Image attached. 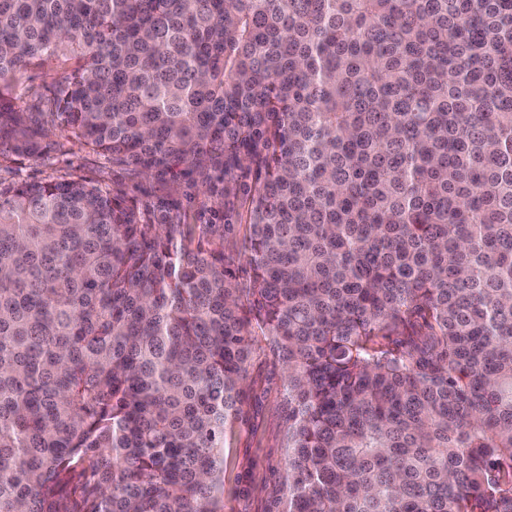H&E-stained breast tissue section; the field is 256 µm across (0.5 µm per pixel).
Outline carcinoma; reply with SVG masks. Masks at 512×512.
<instances>
[{
    "label": "carcinoma",
    "instance_id": "1",
    "mask_svg": "<svg viewBox=\"0 0 512 512\" xmlns=\"http://www.w3.org/2000/svg\"><path fill=\"white\" fill-rule=\"evenodd\" d=\"M45 56L83 148L224 165L252 275L219 224L0 186V512H224L260 336L281 512H512V0H0L23 155ZM78 63L74 59L52 57L33 61L17 74L19 95L15 100L21 112H49L53 107L55 79L74 72Z\"/></svg>",
    "mask_w": 512,
    "mask_h": 512
}]
</instances>
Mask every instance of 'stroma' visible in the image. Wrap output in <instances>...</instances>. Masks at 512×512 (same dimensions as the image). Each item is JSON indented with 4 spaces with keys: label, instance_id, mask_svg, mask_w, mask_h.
<instances>
[{
    "label": "stroma",
    "instance_id": "obj_1",
    "mask_svg": "<svg viewBox=\"0 0 512 512\" xmlns=\"http://www.w3.org/2000/svg\"><path fill=\"white\" fill-rule=\"evenodd\" d=\"M77 66L76 60L61 57L27 64L17 74L16 107L24 112L49 111L56 79ZM42 139L46 153L39 158L14 154L0 144V183L64 176L107 189L143 210L180 213L184 223L196 227L224 221V207L209 190L219 184L220 172L206 180L183 165L172 173L137 174L69 142L59 119L44 123ZM246 390V418L225 432L224 512H280L288 460V385L268 347H261L254 358Z\"/></svg>",
    "mask_w": 512,
    "mask_h": 512
}]
</instances>
